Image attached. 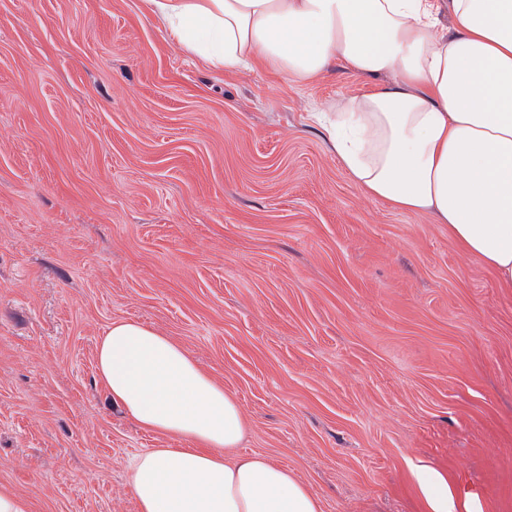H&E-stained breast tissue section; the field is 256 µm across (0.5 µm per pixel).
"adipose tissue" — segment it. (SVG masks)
Instances as JSON below:
<instances>
[{
  "instance_id": "adipose-tissue-1",
  "label": "adipose tissue",
  "mask_w": 512,
  "mask_h": 512,
  "mask_svg": "<svg viewBox=\"0 0 512 512\" xmlns=\"http://www.w3.org/2000/svg\"><path fill=\"white\" fill-rule=\"evenodd\" d=\"M147 3L216 69L262 61L310 80L340 61L359 76H392L320 116L332 149L366 195L429 212L512 286V0ZM96 367L126 415L189 442L135 458L139 512H321L287 467L232 456L245 429L236 397L150 325L112 322Z\"/></svg>"
}]
</instances>
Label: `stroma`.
I'll return each instance as SVG.
<instances>
[{
	"mask_svg": "<svg viewBox=\"0 0 512 512\" xmlns=\"http://www.w3.org/2000/svg\"><path fill=\"white\" fill-rule=\"evenodd\" d=\"M370 87L214 70L145 0H0V485L30 512H139L132 461L188 445L113 407L119 319L322 512H430L419 465L512 512V288L343 168L314 115Z\"/></svg>",
	"mask_w": 512,
	"mask_h": 512,
	"instance_id": "1",
	"label": "stroma"
}]
</instances>
